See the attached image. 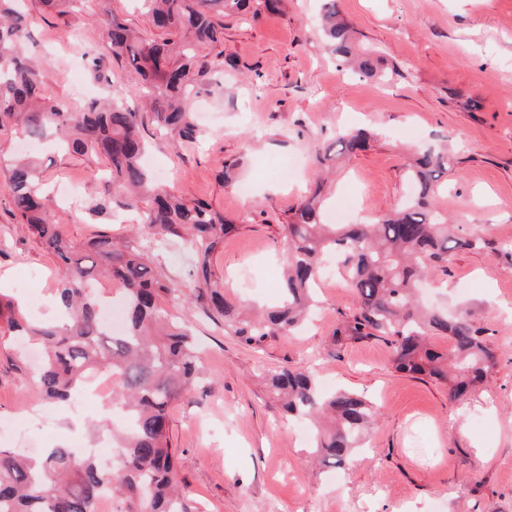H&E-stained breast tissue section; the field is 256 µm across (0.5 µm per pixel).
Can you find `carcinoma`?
<instances>
[{
    "label": "carcinoma",
    "instance_id": "cac0c4a2",
    "mask_svg": "<svg viewBox=\"0 0 512 512\" xmlns=\"http://www.w3.org/2000/svg\"><path fill=\"white\" fill-rule=\"evenodd\" d=\"M79 1L90 2L41 3L47 12L64 15ZM18 2L0 0V133L15 125L29 138L55 135L62 146L101 154L106 169L92 179L104 181V193L88 213L134 212L146 235H135L120 248L107 237L76 247L53 220L39 162L18 158L7 165L3 190L11 199V213L55 257V300L67 321L61 326L35 323L0 292V342L26 336L42 345L46 358L33 376L45 400L68 402L99 376L112 395V414L130 424L116 427L109 418L97 427L99 432L122 431L116 471L101 467L90 454L77 458L67 447L38 458L0 448V512H96L104 493L112 496L116 512H192L179 449L169 439L170 408L211 383V376L201 365L192 327L172 320L164 307L165 299H178L183 290L146 259V252L168 236L181 238L196 256L195 287L210 293V311L223 322L224 332L248 346L300 328L315 306L323 261L333 254L336 272L358 300L356 312L336 335L386 340L397 371L447 384L455 401L485 381L497 354L484 329L469 312L427 308L415 294L420 281L448 274V251L470 250L479 243L477 237L448 232V219L433 212L437 184L454 163L448 151L430 147L413 156L408 175L416 197L405 207L368 224H325L321 169L365 149L370 140L364 130L338 132L333 145L315 155V187L283 225L287 267L281 303L258 320L247 318L219 291L212 265L218 245L237 225L211 204L186 201L157 185L143 164L147 143L142 130L150 125L183 140L200 136L187 104L205 86L213 60L223 57L221 16L247 10L250 0H143L154 26L167 35L160 43L141 39L125 19L101 6L109 53L128 58L135 68L139 80L133 94L149 102L143 112L112 98L110 90L81 109L47 101L43 69L23 57L31 24ZM316 23L337 66L379 82L399 75L373 51L357 46L335 0H322ZM103 278L122 292L126 326L120 333L109 332L103 320L95 289ZM434 335L448 337V351L432 348L428 338ZM264 380L289 415L330 419L315 434V453L322 462L341 465L362 446L375 416L364 397L343 389L327 391L309 370L283 367Z\"/></svg>",
    "mask_w": 512,
    "mask_h": 512
}]
</instances>
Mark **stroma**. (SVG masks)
I'll return each mask as SVG.
<instances>
[{"label":"stroma","mask_w":512,"mask_h":512,"mask_svg":"<svg viewBox=\"0 0 512 512\" xmlns=\"http://www.w3.org/2000/svg\"><path fill=\"white\" fill-rule=\"evenodd\" d=\"M51 100L82 107L111 89L131 98L138 76L127 59L106 53L98 10L43 13L25 0ZM360 43L401 75L380 84L340 72L314 22L317 0H280L278 12L255 0L254 14L224 18V54L189 105L203 114L198 143L146 128L148 162L189 200H203L238 223L215 255L227 297L258 309L276 303L286 252L283 226L310 184L312 159L337 129L365 126L375 137L347 158L328 184L326 211L347 209L351 223L402 206L414 194L407 158L434 146L454 156L433 204L472 250L448 254L447 274L423 290L428 304L465 308L498 353L487 381L467 405L445 384L396 371L385 340L337 336L357 307L340 276L322 278L320 308L298 334L255 349L225 334L206 291L193 286V263L180 241L151 249L152 266L181 285L185 298L166 307L188 320L214 378L207 392L176 403L169 439L196 512H512V0H337ZM104 56L107 83L90 79L86 57ZM479 100V110L464 106ZM36 154L53 197V215L76 246L99 235L119 240L128 224L111 217L90 224L86 209L103 167L94 154L51 153L37 140L0 135V286L25 309L41 302L47 318L58 273L55 259L10 216L5 159ZM238 162L228 181L224 166ZM81 182L66 201L61 188ZM16 351L0 345V420L27 421L45 405L35 381L13 367ZM316 370L324 387L365 396L378 410L366 445L342 467L322 464L296 437L262 373L282 367ZM112 400L97 383L85 391L80 423H55L56 445L89 447V425Z\"/></svg>","instance_id":"obj_1"}]
</instances>
